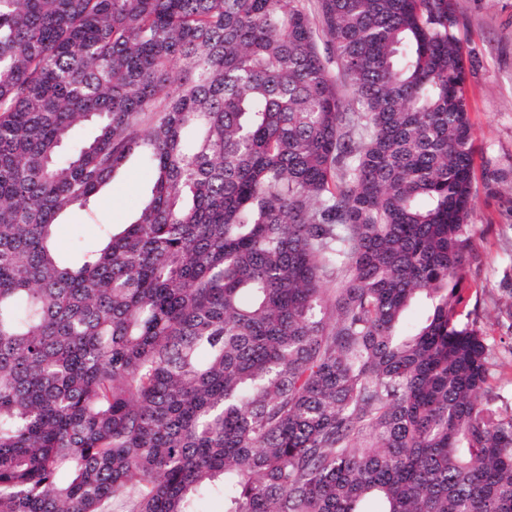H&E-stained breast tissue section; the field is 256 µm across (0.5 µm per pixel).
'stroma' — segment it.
<instances>
[{"instance_id":"stroma-1","label":"stroma","mask_w":512,"mask_h":512,"mask_svg":"<svg viewBox=\"0 0 512 512\" xmlns=\"http://www.w3.org/2000/svg\"><path fill=\"white\" fill-rule=\"evenodd\" d=\"M464 51L479 59L466 84L474 139V171L498 168L503 178L477 182L472 213V251L465 268L462 318L477 322L492 346L489 405L512 410V0H452ZM150 174L131 160L97 207L64 215L56 226L63 255L98 243L99 223L134 221L150 191Z\"/></svg>"}]
</instances>
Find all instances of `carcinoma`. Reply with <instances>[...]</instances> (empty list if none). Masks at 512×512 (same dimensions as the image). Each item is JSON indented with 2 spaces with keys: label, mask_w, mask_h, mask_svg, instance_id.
I'll return each mask as SVG.
<instances>
[{
  "label": "carcinoma",
  "mask_w": 512,
  "mask_h": 512,
  "mask_svg": "<svg viewBox=\"0 0 512 512\" xmlns=\"http://www.w3.org/2000/svg\"><path fill=\"white\" fill-rule=\"evenodd\" d=\"M319 17L331 60L301 0H0V512H512L458 313L477 58L448 0ZM132 156L138 217L65 263Z\"/></svg>",
  "instance_id": "obj_1"
}]
</instances>
